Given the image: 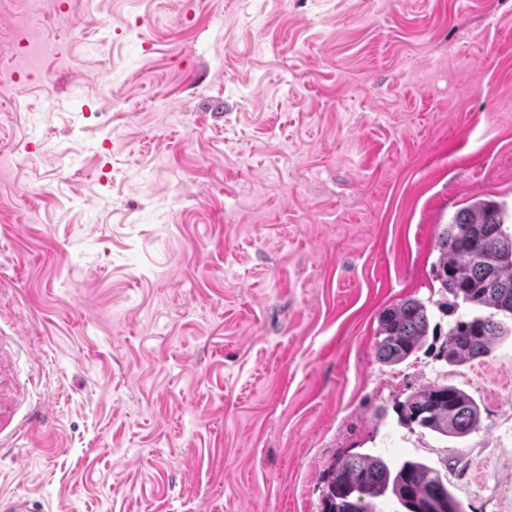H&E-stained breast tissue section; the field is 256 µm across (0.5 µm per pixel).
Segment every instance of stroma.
<instances>
[{
	"label": "stroma",
	"mask_w": 512,
	"mask_h": 512,
	"mask_svg": "<svg viewBox=\"0 0 512 512\" xmlns=\"http://www.w3.org/2000/svg\"><path fill=\"white\" fill-rule=\"evenodd\" d=\"M0 79V496L320 512L347 453L512 512V335L376 359L443 224L512 207V0H76ZM448 383L478 430L395 410Z\"/></svg>",
	"instance_id": "35a3bbf8"
}]
</instances>
